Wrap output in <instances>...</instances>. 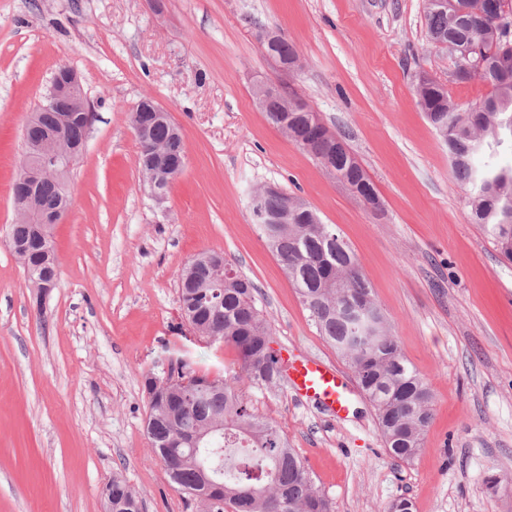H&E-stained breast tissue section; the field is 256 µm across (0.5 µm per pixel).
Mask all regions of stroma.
I'll use <instances>...</instances> for the list:
<instances>
[{
  "label": "stroma",
  "mask_w": 512,
  "mask_h": 512,
  "mask_svg": "<svg viewBox=\"0 0 512 512\" xmlns=\"http://www.w3.org/2000/svg\"><path fill=\"white\" fill-rule=\"evenodd\" d=\"M427 0H0V512H105L121 473L141 512H191L145 430L144 376L187 361L233 377L237 351L181 316L178 275L223 253L258 289L275 351L342 360L320 335L254 223L268 185L301 197L354 250L433 418L409 463L384 448L372 405L343 422L287 385L241 383L334 512H512V262L471 218L470 191L418 102L419 76L455 103L492 90L452 78L427 33ZM273 31L294 66L263 50ZM95 107L55 228L57 285L35 302L8 244L23 129L60 66ZM297 94L345 136L371 207L267 122L257 83ZM181 128L187 165L163 203L144 189L128 113L142 98Z\"/></svg>",
  "instance_id": "35a3bbf8"
}]
</instances>
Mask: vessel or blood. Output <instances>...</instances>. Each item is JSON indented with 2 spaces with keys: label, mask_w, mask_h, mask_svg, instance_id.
Segmentation results:
<instances>
[{
  "label": "vessel or blood",
  "mask_w": 512,
  "mask_h": 512,
  "mask_svg": "<svg viewBox=\"0 0 512 512\" xmlns=\"http://www.w3.org/2000/svg\"><path fill=\"white\" fill-rule=\"evenodd\" d=\"M284 375L294 395L323 409L333 418L346 416L352 405L348 378L336 366L321 359L281 357Z\"/></svg>",
  "instance_id": "1"
}]
</instances>
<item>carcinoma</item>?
Returning a JSON list of instances; mask_svg holds the SVG:
<instances>
[{"mask_svg":"<svg viewBox=\"0 0 512 512\" xmlns=\"http://www.w3.org/2000/svg\"><path fill=\"white\" fill-rule=\"evenodd\" d=\"M427 28L446 40L450 53L468 50L481 58L482 69L464 66L455 81L480 78L492 87L488 97L464 108L435 80L420 82L417 89L428 120L448 148L455 179L473 190L475 223L486 228L511 262L512 166L495 160L500 149L512 150V49H504L508 30L483 12L482 0H446L444 5L428 0ZM268 55L285 64L296 50L284 40ZM56 127V113L43 112L24 138L39 139ZM287 135L316 159L331 156L345 183L378 199L356 158L333 147L342 135L323 125L316 128L302 115L288 122ZM146 138L163 143L171 163L186 159L182 132L173 122L148 119ZM252 215L321 335L372 404L389 455L413 460L433 416L432 393L399 349L355 253L299 197L263 189L252 199ZM53 231L49 226L45 242L38 244L33 225H11L10 240L28 249L24 272L31 285L53 246ZM217 257L215 251H202L184 265L179 278L187 283L179 288V304L191 310L200 336L238 352L240 374L215 388L209 375L181 364L173 390L148 398L151 448L196 512H332L285 433L252 412L238 392L241 381L275 385L283 375L278 353L267 351L272 331L258 308L257 288L228 262L218 266ZM112 512H141L137 495L119 476L112 477Z\"/></svg>","mask_w":512,"mask_h":512,"instance_id":"carcinoma-1","label":"carcinoma"}]
</instances>
